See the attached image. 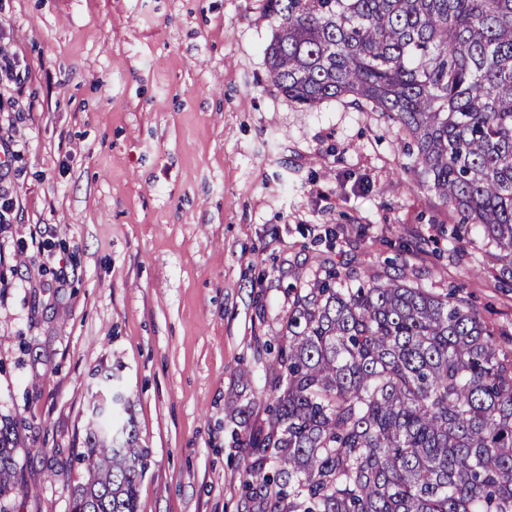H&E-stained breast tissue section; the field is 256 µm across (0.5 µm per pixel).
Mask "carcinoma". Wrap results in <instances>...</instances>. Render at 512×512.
I'll list each match as a JSON object with an SVG mask.
<instances>
[{"label":"carcinoma","instance_id":"cac0c4a2","mask_svg":"<svg viewBox=\"0 0 512 512\" xmlns=\"http://www.w3.org/2000/svg\"><path fill=\"white\" fill-rule=\"evenodd\" d=\"M274 85L314 108L352 96L409 139L416 184L471 225L512 280V0H265ZM266 366V422L239 446L263 512H512V353L460 285L434 293L404 267L350 268L292 288ZM93 420L76 452L72 512H139L149 455L130 402ZM18 420L0 416V512L32 488ZM275 469L267 470L268 463Z\"/></svg>","mask_w":512,"mask_h":512}]
</instances>
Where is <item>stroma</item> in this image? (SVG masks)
Masks as SVG:
<instances>
[{"mask_svg": "<svg viewBox=\"0 0 512 512\" xmlns=\"http://www.w3.org/2000/svg\"><path fill=\"white\" fill-rule=\"evenodd\" d=\"M263 0H0V416L24 419L15 512H70L102 377L150 450L141 512H258L238 412L268 415L263 342L289 286L391 263L462 285L512 332V288L449 264L458 218L414 187L396 125L279 93ZM342 226L335 246L319 238Z\"/></svg>", "mask_w": 512, "mask_h": 512, "instance_id": "stroma-1", "label": "stroma"}]
</instances>
